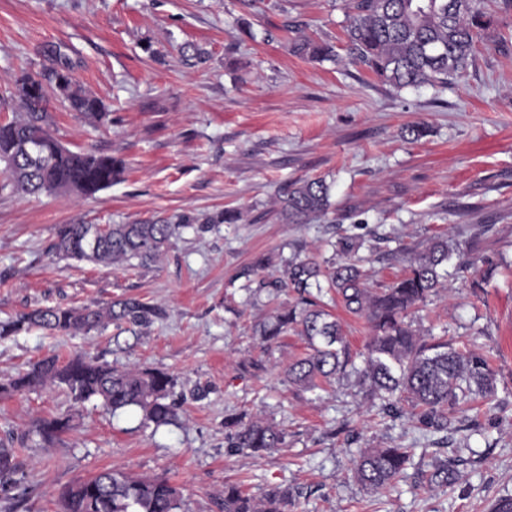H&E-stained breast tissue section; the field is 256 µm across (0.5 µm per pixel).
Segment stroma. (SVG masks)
<instances>
[{"label":"stroma","mask_w":512,"mask_h":512,"mask_svg":"<svg viewBox=\"0 0 512 512\" xmlns=\"http://www.w3.org/2000/svg\"><path fill=\"white\" fill-rule=\"evenodd\" d=\"M346 20L345 0H259L250 10L238 0H0V94L22 73L66 61L112 121L92 128L53 101L59 136L126 162L89 198L0 192V321L126 297L159 311L146 327L0 336V382L54 354L155 368L174 377L178 414L157 428L138 409L81 406L57 386L0 397V445L31 488L0 500V512H61L67 486L107 468L169 478L181 512H221L228 483L257 497L288 489V512H490L512 498V7L494 0L475 66L438 89L399 91L350 64ZM294 31L333 43L338 60L290 54ZM184 46L203 49L205 61L184 58ZM418 122L432 133L409 142L404 129ZM307 177L330 184L332 207L318 221L286 223L278 192ZM227 208L243 219L212 223ZM158 217L191 225L146 267L69 264L50 252L62 224ZM347 234L364 242L373 289L437 234L497 263L484 288L449 278L414 315L426 340L489 356L491 407L427 433L366 398L355 373L324 390L288 384L305 341L291 333L264 349L255 329L296 296L253 292L241 272L261 256L272 260L267 279L295 257L332 259ZM52 416L71 422L48 443L36 428ZM236 417L283 430L282 448L231 452L224 423ZM368 448L413 451L389 494L367 493L353 474ZM438 458L452 461L457 483L429 481Z\"/></svg>","instance_id":"stroma-1"}]
</instances>
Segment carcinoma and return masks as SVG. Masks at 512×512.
Instances as JSON below:
<instances>
[{"mask_svg":"<svg viewBox=\"0 0 512 512\" xmlns=\"http://www.w3.org/2000/svg\"><path fill=\"white\" fill-rule=\"evenodd\" d=\"M491 0H350L346 43L349 61L367 67L382 82L396 89L448 84L477 57L482 32L489 24ZM292 54L312 60L336 56L335 45L298 36L289 42ZM36 75L25 73L16 80L0 104L17 111L0 122V157L6 181L0 185L24 194L77 193L93 196L110 186L123 171V159L100 152H75L57 137L47 112L48 93L68 104L93 125L103 124L109 113L102 101L83 90L63 63L51 70L49 84L33 91ZM35 142L46 162L32 163L23 145ZM281 215L290 224H309L326 215L331 206L330 187L321 178L288 184L279 197ZM180 228L164 218L133 224H110L90 245L92 224H63L51 246L56 257L90 261L106 266H147L161 256ZM363 242L343 236L333 244L339 260L326 265L312 259H292L283 274L260 279L257 288L293 289L298 300L276 311L258 325L263 341L271 343L292 330L303 337L309 353L288 366V383L304 390L324 389L352 364L342 323L322 297L336 294L351 314L366 319L369 340L357 370L366 396L385 402L389 412H404L425 429L448 428V415L470 402L491 403L497 394V378L488 358L453 343L422 339L413 326L412 314L444 287L442 271L453 258L456 270L466 272L473 262L446 238L433 237L413 249L405 259L401 277L390 285L372 289L366 285L359 250ZM317 294H312L311 289ZM157 308L137 298L115 300L105 306L38 307L0 323V335L38 327L57 333L76 334L102 328L112 322L145 326ZM62 386L75 402L93 398L117 411L138 408L148 422L167 425L176 415L168 402L173 377L162 370H117L97 359L73 358L65 363L46 357L28 370L0 384V394L10 395L39 387ZM70 419L42 420L38 433L46 442L69 429ZM284 443V432L261 420L240 423L230 436V447L239 453L271 454ZM407 448H371L354 460V476L370 493L394 487L411 464ZM11 454L0 448V497L12 500L28 493ZM432 479L449 484L457 472L446 460L434 464ZM180 490L166 477H137L121 470L105 469L67 487L61 497L62 512H180ZM288 490L272 488L256 498L237 483L224 484L222 512H286Z\"/></svg>","mask_w":512,"mask_h":512,"instance_id":"1","label":"carcinoma"}]
</instances>
